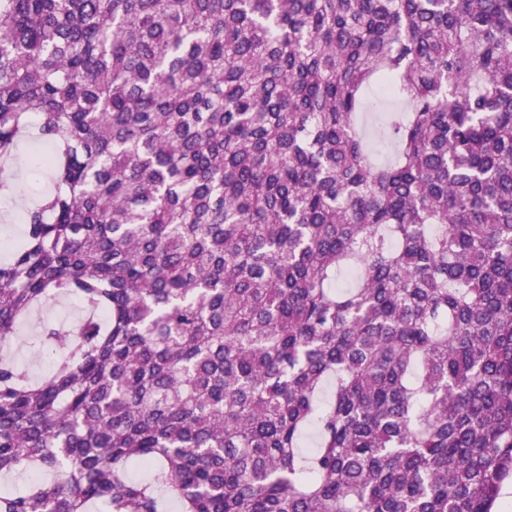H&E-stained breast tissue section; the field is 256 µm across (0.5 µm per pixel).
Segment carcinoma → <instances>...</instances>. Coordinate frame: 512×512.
<instances>
[{"mask_svg": "<svg viewBox=\"0 0 512 512\" xmlns=\"http://www.w3.org/2000/svg\"><path fill=\"white\" fill-rule=\"evenodd\" d=\"M32 128L0 343L86 314L0 359V474L53 476L0 512H491L512 0H0V197ZM83 315L84 310L75 299L61 297L34 309L26 317V321L30 325H36L41 320H49L67 328L74 326ZM48 351L31 347L25 340H13L0 345V358L14 361L25 367L32 380H40L51 366Z\"/></svg>", "mask_w": 512, "mask_h": 512, "instance_id": "obj_1", "label": "carcinoma"}]
</instances>
